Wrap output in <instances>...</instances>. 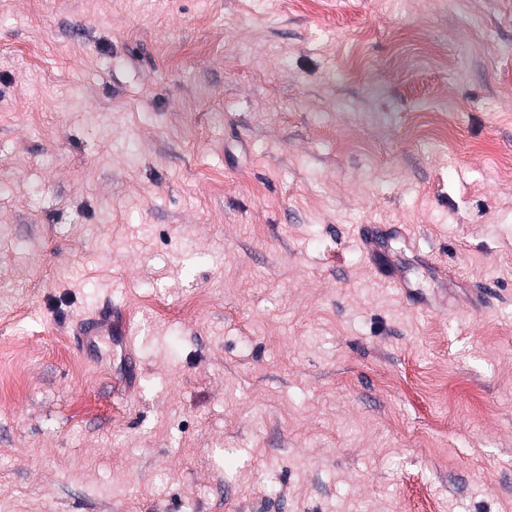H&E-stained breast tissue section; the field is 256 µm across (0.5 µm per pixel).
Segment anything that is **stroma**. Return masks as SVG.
I'll return each mask as SVG.
<instances>
[{
	"label": "stroma",
	"instance_id": "35a3bbf8",
	"mask_svg": "<svg viewBox=\"0 0 512 512\" xmlns=\"http://www.w3.org/2000/svg\"><path fill=\"white\" fill-rule=\"evenodd\" d=\"M509 157L512 0H0V512H512ZM112 323V306L99 310L95 316L87 319L80 329V342L90 344L101 336H109ZM110 337V336H109Z\"/></svg>",
	"mask_w": 512,
	"mask_h": 512
}]
</instances>
